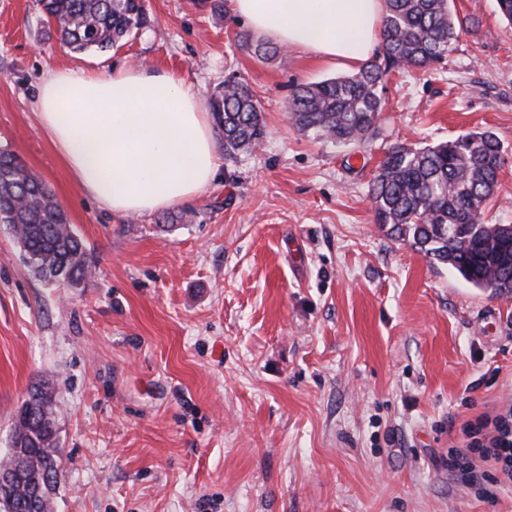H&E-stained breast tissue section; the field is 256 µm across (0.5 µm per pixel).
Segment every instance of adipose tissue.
Masks as SVG:
<instances>
[{
	"label": "adipose tissue",
	"instance_id": "obj_1",
	"mask_svg": "<svg viewBox=\"0 0 512 512\" xmlns=\"http://www.w3.org/2000/svg\"><path fill=\"white\" fill-rule=\"evenodd\" d=\"M259 35L343 65L380 43L385 0H230ZM43 130L84 195L118 216L190 203L221 165L209 116L186 78L136 65L66 67L42 81Z\"/></svg>",
	"mask_w": 512,
	"mask_h": 512
}]
</instances>
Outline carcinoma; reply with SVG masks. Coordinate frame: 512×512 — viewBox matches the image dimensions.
Instances as JSON below:
<instances>
[{
    "instance_id": "1",
    "label": "carcinoma",
    "mask_w": 512,
    "mask_h": 512,
    "mask_svg": "<svg viewBox=\"0 0 512 512\" xmlns=\"http://www.w3.org/2000/svg\"><path fill=\"white\" fill-rule=\"evenodd\" d=\"M47 23L74 53L116 46L147 22L144 0H40ZM449 0H387L381 44L357 73L301 85L289 97L294 125L320 139L359 143L373 134L383 110L381 92L396 72L423 70L442 60L478 21L452 15ZM242 46L264 60L279 50L239 35ZM210 109L230 158L261 144L266 125L242 80L221 88ZM502 146L494 133L472 131L423 147L389 148L372 182L376 223L469 286L495 297L512 296V227L487 224L483 212L494 195ZM0 224L25 252L48 286H77L89 272L82 240L43 181L20 158L0 151ZM13 456L25 462L13 499L0 512H32L29 495L57 461L55 438L33 407L15 416Z\"/></svg>"
}]
</instances>
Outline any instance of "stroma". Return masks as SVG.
<instances>
[{"instance_id": "stroma-1", "label": "stroma", "mask_w": 512, "mask_h": 512, "mask_svg": "<svg viewBox=\"0 0 512 512\" xmlns=\"http://www.w3.org/2000/svg\"><path fill=\"white\" fill-rule=\"evenodd\" d=\"M475 32L443 64L393 76L375 134L298 131L302 83L343 67L240 47L248 25L146 0L149 25L104 52L61 46L38 0H0V150L37 173L91 273L50 288L0 225V457L48 381L63 474L51 512H512L448 474L460 426L512 402V298L471 288L377 224L388 148L486 129L505 162L489 224H512V24L453 0ZM181 73L201 102L228 75L267 135L188 205L112 215L86 197L33 100L48 70L130 63Z\"/></svg>"}]
</instances>
